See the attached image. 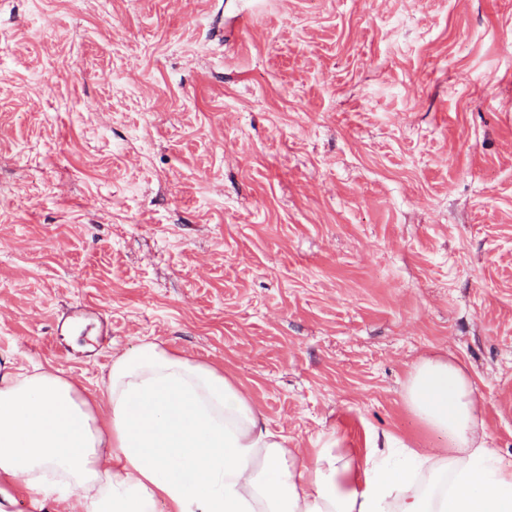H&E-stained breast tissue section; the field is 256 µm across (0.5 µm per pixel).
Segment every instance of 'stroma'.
<instances>
[{
    "label": "stroma",
    "instance_id": "stroma-1",
    "mask_svg": "<svg viewBox=\"0 0 512 512\" xmlns=\"http://www.w3.org/2000/svg\"><path fill=\"white\" fill-rule=\"evenodd\" d=\"M144 340L307 458L453 357L512 467V0H0V357Z\"/></svg>",
    "mask_w": 512,
    "mask_h": 512
}]
</instances>
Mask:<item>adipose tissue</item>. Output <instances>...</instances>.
I'll return each instance as SVG.
<instances>
[{
	"label": "adipose tissue",
	"mask_w": 512,
	"mask_h": 512,
	"mask_svg": "<svg viewBox=\"0 0 512 512\" xmlns=\"http://www.w3.org/2000/svg\"><path fill=\"white\" fill-rule=\"evenodd\" d=\"M105 410L62 371L0 367V500L40 512H512V469L479 418L482 395L453 358L424 357L403 398L444 448L374 436L363 457L321 448L311 461L261 425L216 369L153 341L114 355Z\"/></svg>",
	"instance_id": "1"
}]
</instances>
